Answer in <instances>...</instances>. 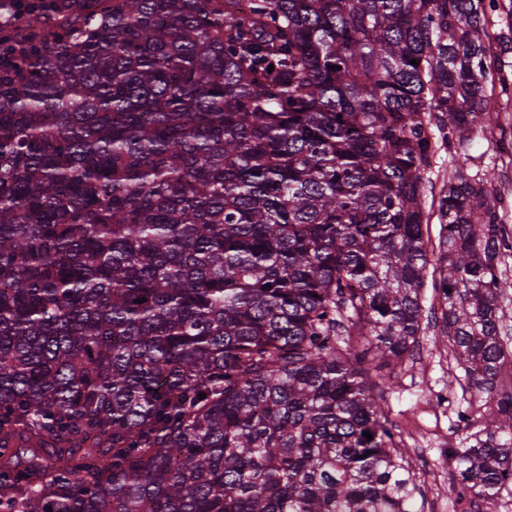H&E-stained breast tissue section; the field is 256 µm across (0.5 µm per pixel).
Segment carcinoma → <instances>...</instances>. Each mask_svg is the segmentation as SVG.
<instances>
[{
    "mask_svg": "<svg viewBox=\"0 0 512 512\" xmlns=\"http://www.w3.org/2000/svg\"><path fill=\"white\" fill-rule=\"evenodd\" d=\"M511 49L485 0H0V512H421L367 365L428 279L493 512L512 235L463 169ZM456 171L454 158L448 154V150H440L433 158L430 169L425 177L433 184V195H435L434 211L437 209L439 193L448 183V178L452 177Z\"/></svg>",
    "mask_w": 512,
    "mask_h": 512,
    "instance_id": "cac0c4a2",
    "label": "carcinoma"
}]
</instances>
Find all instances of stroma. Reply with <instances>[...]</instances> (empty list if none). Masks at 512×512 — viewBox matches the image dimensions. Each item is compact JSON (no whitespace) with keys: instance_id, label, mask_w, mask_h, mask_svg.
Returning <instances> with one entry per match:
<instances>
[{"instance_id":"obj_1","label":"stroma","mask_w":512,"mask_h":512,"mask_svg":"<svg viewBox=\"0 0 512 512\" xmlns=\"http://www.w3.org/2000/svg\"><path fill=\"white\" fill-rule=\"evenodd\" d=\"M467 174L503 168L499 185L504 199L502 218L512 230V155L498 147L497 137L476 133ZM423 319L419 345L412 357L393 366L394 385L385 395L390 419L398 423L396 438L407 448L421 479L423 512H461L449 494L451 475L443 456L448 449L466 445L467 431L457 417L470 394L457 382L461 371L448 340L434 324L439 301L432 287L422 290Z\"/></svg>"}]
</instances>
